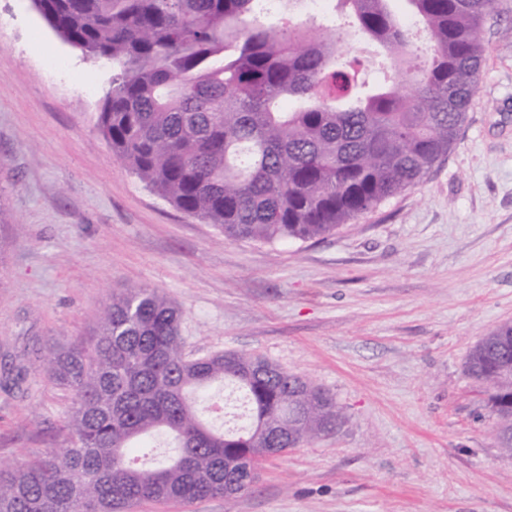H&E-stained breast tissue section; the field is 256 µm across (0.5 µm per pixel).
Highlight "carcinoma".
I'll return each mask as SVG.
<instances>
[{
  "instance_id": "1",
  "label": "carcinoma",
  "mask_w": 512,
  "mask_h": 512,
  "mask_svg": "<svg viewBox=\"0 0 512 512\" xmlns=\"http://www.w3.org/2000/svg\"><path fill=\"white\" fill-rule=\"evenodd\" d=\"M283 0H34L69 45L112 64L96 129L152 192L233 240L324 238L419 183L451 149L478 88L482 28L496 0H403L429 32L418 60L394 0H340L410 88L358 79L336 59L335 20L283 17ZM183 310L155 288L104 303L87 346L55 350L49 380L70 395L65 447L0 470V512H132L144 502L235 498L242 461L336 431L335 397L244 353L191 358ZM512 325L467 358L488 385L500 447L512 453ZM240 391L242 431L204 414ZM175 452L152 466L150 440Z\"/></svg>"
}]
</instances>
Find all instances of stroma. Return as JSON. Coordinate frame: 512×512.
Wrapping results in <instances>:
<instances>
[{"label": "stroma", "instance_id": "stroma-1", "mask_svg": "<svg viewBox=\"0 0 512 512\" xmlns=\"http://www.w3.org/2000/svg\"><path fill=\"white\" fill-rule=\"evenodd\" d=\"M474 102L417 185L322 239L228 240L173 207L96 130L111 70L33 0H0V464L61 447L50 348L87 343L112 292L182 306L186 353L273 360L330 390L333 435L263 462L251 490L137 512H512V455L465 359L512 324V0L483 27Z\"/></svg>", "mask_w": 512, "mask_h": 512}]
</instances>
